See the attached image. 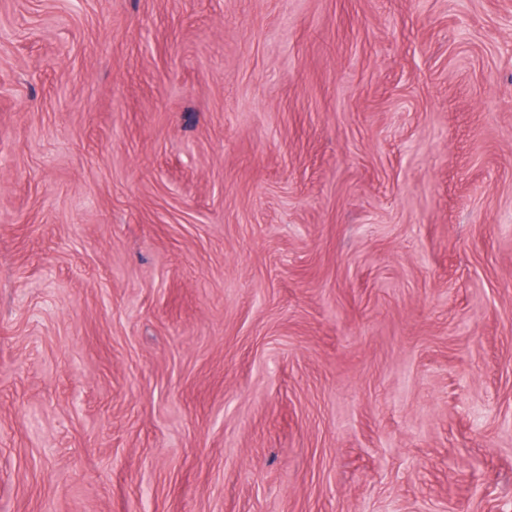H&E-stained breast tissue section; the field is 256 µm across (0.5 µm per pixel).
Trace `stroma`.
I'll return each instance as SVG.
<instances>
[{"label": "stroma", "instance_id": "35a3bbf8", "mask_svg": "<svg viewBox=\"0 0 512 512\" xmlns=\"http://www.w3.org/2000/svg\"><path fill=\"white\" fill-rule=\"evenodd\" d=\"M0 512H512V0H0Z\"/></svg>", "mask_w": 512, "mask_h": 512}]
</instances>
